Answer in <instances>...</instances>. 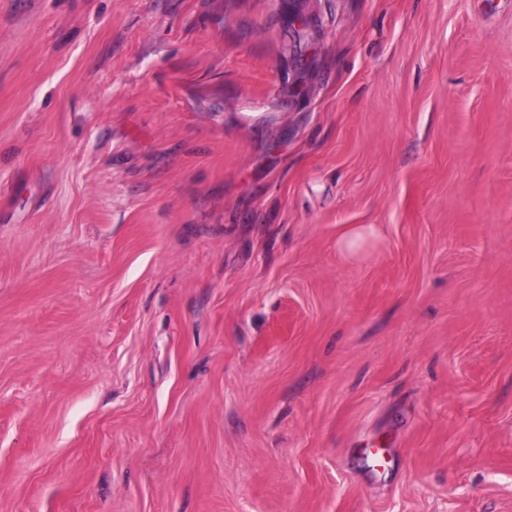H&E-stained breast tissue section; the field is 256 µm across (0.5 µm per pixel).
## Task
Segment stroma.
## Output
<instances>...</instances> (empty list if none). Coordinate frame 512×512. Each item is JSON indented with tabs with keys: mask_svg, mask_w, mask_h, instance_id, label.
Masks as SVG:
<instances>
[{
	"mask_svg": "<svg viewBox=\"0 0 512 512\" xmlns=\"http://www.w3.org/2000/svg\"><path fill=\"white\" fill-rule=\"evenodd\" d=\"M0 512H512V0H0Z\"/></svg>",
	"mask_w": 512,
	"mask_h": 512,
	"instance_id": "obj_1",
	"label": "stroma"
}]
</instances>
